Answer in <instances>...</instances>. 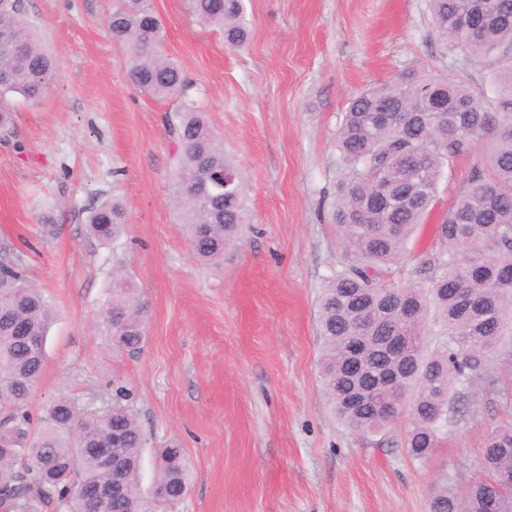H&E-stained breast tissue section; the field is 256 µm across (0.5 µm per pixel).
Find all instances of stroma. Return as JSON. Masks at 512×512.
Masks as SVG:
<instances>
[{"label":"stroma","mask_w":512,"mask_h":512,"mask_svg":"<svg viewBox=\"0 0 512 512\" xmlns=\"http://www.w3.org/2000/svg\"><path fill=\"white\" fill-rule=\"evenodd\" d=\"M160 50L224 138L247 186L250 222L216 265L200 264L172 202L170 126L178 97L155 98L128 78L127 50L105 24L116 0H26L59 75L39 102L13 96L0 130V262L16 263L56 313L26 409L58 395L101 410L128 404L145 434L148 498L157 451L183 448L185 497L146 512H428L432 491L480 477L481 448L512 421L494 368L475 384L428 459L406 448L409 414L376 434L334 418L318 368L317 298L344 261L324 216L336 195V132L350 100L409 66L464 79L479 102L494 76L448 52L428 0H251L241 50L200 27L188 0H154ZM484 150L446 164L437 202L382 284L422 285L436 228ZM118 198L127 233L90 235V208ZM122 271L147 306L140 351H113L97 326Z\"/></svg>","instance_id":"1"}]
</instances>
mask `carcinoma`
<instances>
[{"instance_id":"1","label":"carcinoma","mask_w":512,"mask_h":512,"mask_svg":"<svg viewBox=\"0 0 512 512\" xmlns=\"http://www.w3.org/2000/svg\"><path fill=\"white\" fill-rule=\"evenodd\" d=\"M203 27L225 44L243 46L250 31L247 0H189ZM434 29L451 49L483 57L495 70L491 105L478 103L457 79L406 68L388 84L354 97L336 136V203L328 220L337 228L346 263L325 277L318 298L323 340L320 373L328 403L348 429L376 433L409 407L407 448L427 458L448 424L451 405L487 378L490 360L512 373V0H429ZM113 39L130 50L129 78L141 93L177 95L174 200L195 258L223 259L247 223V192L238 165L224 151L175 62L158 54L161 21L154 0H120L107 20ZM56 65L26 17L24 0H0V127L9 122L17 93L38 101ZM487 148L489 173L473 171L437 229L442 248L429 259L427 285L384 287L379 277L396 262L435 201L445 163ZM212 173H226L227 193L209 192ZM89 232L101 244L117 242L128 220L122 204L105 200L88 211ZM435 313L444 340L426 351V320ZM147 309L137 289L121 279L100 316L109 344L134 353L145 341ZM54 310L17 267L0 262V508L46 512L55 501L69 512H142L139 490L143 433L129 406L97 411L71 396L51 401L39 428L25 409L45 360ZM112 444L121 494L94 492L103 480L97 449ZM485 476L463 491L435 490L429 512H487L497 496L512 512V424L494 428L482 448ZM189 468L181 448H162L152 484L154 500L181 498Z\"/></svg>"}]
</instances>
